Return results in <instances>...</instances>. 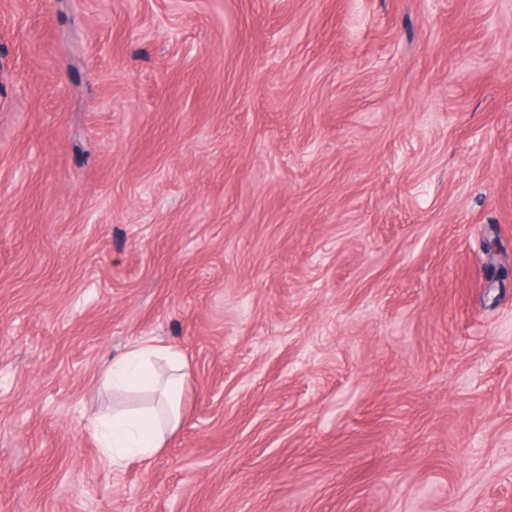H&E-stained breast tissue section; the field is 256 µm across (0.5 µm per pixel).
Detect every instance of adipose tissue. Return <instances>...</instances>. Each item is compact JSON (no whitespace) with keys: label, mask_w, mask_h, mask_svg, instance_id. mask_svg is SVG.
<instances>
[{"label":"adipose tissue","mask_w":512,"mask_h":512,"mask_svg":"<svg viewBox=\"0 0 512 512\" xmlns=\"http://www.w3.org/2000/svg\"><path fill=\"white\" fill-rule=\"evenodd\" d=\"M165 361L166 374L156 370ZM186 375L178 352L172 348L143 344L131 349L107 368L104 382L115 390L137 389L156 395L157 408L113 411L99 428L104 458L115 467L130 459L151 460L164 447L166 438L182 420L180 402Z\"/></svg>","instance_id":"obj_1"}]
</instances>
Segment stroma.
I'll list each match as a JSON object with an SVG mask.
<instances>
[{
	"instance_id": "1",
	"label": "stroma",
	"mask_w": 512,
	"mask_h": 512,
	"mask_svg": "<svg viewBox=\"0 0 512 512\" xmlns=\"http://www.w3.org/2000/svg\"><path fill=\"white\" fill-rule=\"evenodd\" d=\"M0 512H512V0H0ZM165 361L168 372L156 370ZM179 353L171 347L143 344L131 349L107 368L104 383L113 390L135 388L156 395L159 410H112L99 428L103 457L119 467L130 459L149 461L164 448L166 438L182 420L180 402L186 374Z\"/></svg>"
}]
</instances>
